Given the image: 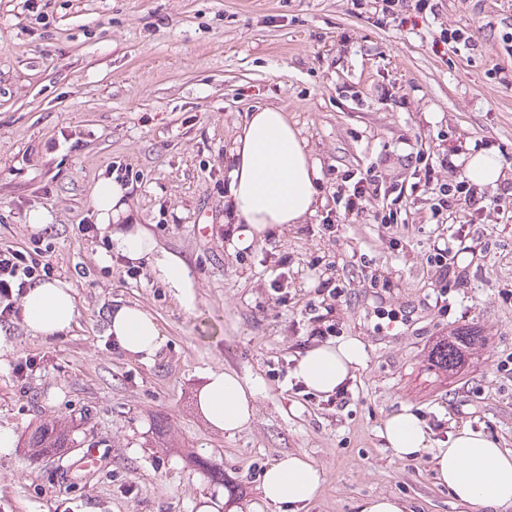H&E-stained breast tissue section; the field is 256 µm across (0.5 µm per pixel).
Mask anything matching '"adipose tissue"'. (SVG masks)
I'll use <instances>...</instances> for the list:
<instances>
[{
  "instance_id": "1",
  "label": "adipose tissue",
  "mask_w": 512,
  "mask_h": 512,
  "mask_svg": "<svg viewBox=\"0 0 512 512\" xmlns=\"http://www.w3.org/2000/svg\"><path fill=\"white\" fill-rule=\"evenodd\" d=\"M232 156L228 212L239 227L230 249L247 248L270 227L300 224L314 214L320 168L287 113L271 107L251 112ZM126 192L113 181L97 189L98 230L112 247L101 254V261L116 253L128 265L148 266L155 279L176 290L182 305L193 308L192 280L182 259L158 249L146 227L122 223ZM23 318L35 336L69 330L77 318L71 284L59 278L34 284L24 295ZM107 333L126 355L145 362L153 360L164 342L154 315L135 303L113 309ZM366 359L364 342L349 337L307 349L297 357L292 375L305 390L327 397L348 384ZM258 390L257 383L235 373L211 370L198 394V407L207 423L231 435L252 421ZM381 435L397 459L429 451L437 483L448 488L463 512L476 506L484 512H512V450L499 447L480 430L465 425L441 443L430 439L418 415L404 408L385 419ZM322 481L321 471L306 456L286 453L265 469L259 489L266 507L302 508L317 496Z\"/></svg>"
}]
</instances>
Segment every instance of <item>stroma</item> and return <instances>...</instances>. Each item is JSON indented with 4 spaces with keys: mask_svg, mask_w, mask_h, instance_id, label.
Returning a JSON list of instances; mask_svg holds the SVG:
<instances>
[{
    "mask_svg": "<svg viewBox=\"0 0 512 512\" xmlns=\"http://www.w3.org/2000/svg\"><path fill=\"white\" fill-rule=\"evenodd\" d=\"M0 0V247L40 248L73 287L78 318L59 336L0 325V425L16 439L67 417L76 445L55 461L0 453V512H252L263 470L305 454L324 474L303 512H358L394 496L407 512H458L429 453L396 459L380 435L401 408L434 439L458 427L512 449V0ZM46 23H38L35 13ZM463 29L472 46L443 45ZM274 107L301 132L322 179L306 223L273 227L230 250V151L250 112ZM496 152L504 176L478 187L481 209L433 213L434 185L464 180L467 148ZM375 168L388 185L336 232V190ZM429 167L433 184L415 172ZM128 185L135 223L184 260L196 308L148 269L102 263L95 189ZM42 213L44 228L30 227ZM453 243L439 292L430 257ZM288 260L281 291L280 258ZM334 277L339 337L368 358L335 397L303 396L281 377L310 348L304 306ZM153 313L164 344L152 361L107 336L113 308ZM468 330L477 349L457 372L431 351ZM211 369L257 380L252 422L210 427L197 394ZM94 473L74 469L88 444ZM221 465L215 484L194 463Z\"/></svg>",
    "mask_w": 512,
    "mask_h": 512,
    "instance_id": "1",
    "label": "stroma"
}]
</instances>
